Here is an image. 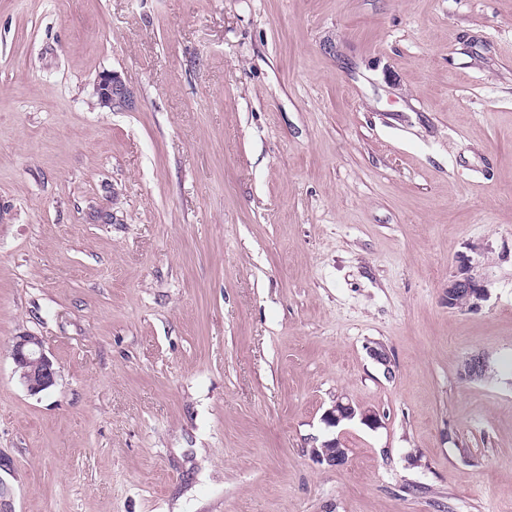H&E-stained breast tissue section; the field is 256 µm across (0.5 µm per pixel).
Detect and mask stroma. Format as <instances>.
I'll return each instance as SVG.
<instances>
[{"mask_svg":"<svg viewBox=\"0 0 512 512\" xmlns=\"http://www.w3.org/2000/svg\"><path fill=\"white\" fill-rule=\"evenodd\" d=\"M0 512H512V0H0ZM96 104L110 112L131 111L136 106L133 88L115 71L101 72L95 83ZM471 265L463 262L458 272L448 279V307L452 310L478 309L488 297L482 281L471 273ZM11 358L15 372L30 394L37 395L55 385L57 370L45 353L39 336H17L11 348ZM358 419L362 424L371 429L378 428L381 425V416L378 412L370 409L355 407L348 400L337 398L335 403L328 409L324 415L326 424L330 427H338L343 422H349ZM311 454L319 463L340 465L347 459V448H343L340 439L336 437L323 441L320 447L312 448Z\"/></svg>","mask_w":512,"mask_h":512,"instance_id":"stroma-1","label":"stroma"}]
</instances>
